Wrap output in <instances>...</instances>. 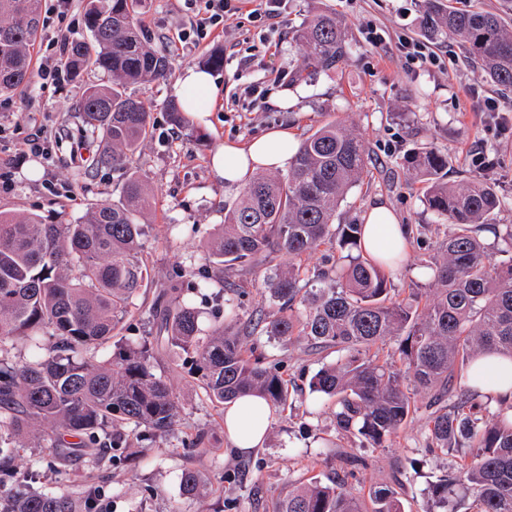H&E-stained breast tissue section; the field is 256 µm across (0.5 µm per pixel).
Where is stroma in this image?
<instances>
[{
	"label": "stroma",
	"mask_w": 512,
	"mask_h": 512,
	"mask_svg": "<svg viewBox=\"0 0 512 512\" xmlns=\"http://www.w3.org/2000/svg\"><path fill=\"white\" fill-rule=\"evenodd\" d=\"M258 6L259 0H243L238 25L202 38L190 35L183 44L176 33L188 27L198 5L191 0L148 2L145 36L153 49L170 57L172 67L166 78L131 89L150 114L151 135L131 159L150 194L142 219L149 277L133 298L119 334L122 340H142L150 331V308L177 296L200 310L205 329L231 309L245 320L277 312L279 304L263 283V266L225 270V292L219 297L187 288L182 277L186 270L197 281L213 275L208 241L221 232L225 208L238 200L225 194L210 168L213 149L226 141L246 142L281 126L295 129L301 141L332 120L351 126L364 141L369 173L340 202L336 221L362 223L379 200L393 207L409 233L408 255L391 278L392 289L401 295L430 288L424 270L446 231L443 221L425 208L422 184L406 162L408 155L430 150L447 154L453 184L482 177L501 201L493 224L512 225V91L489 82L479 65L464 57L453 35L431 40L437 65L420 68L400 56L399 35L424 36L422 0H280V21L269 27L251 21L249 14ZM321 11L342 23L351 52L336 71L293 81L303 64L293 31ZM371 26L384 36L375 48L365 40ZM67 28L85 35L84 0H72L64 8L57 0H43L31 83L0 97V212L16 219L35 213L48 224L82 220L96 204L117 199L125 177L124 169L97 165V142L74 110L85 84L96 81L97 73L88 70L74 78L65 72L56 79L43 75L55 64L56 40ZM216 49L224 53L223 68L214 72L222 94L204 140L197 141L169 123L166 104L176 96L181 70L198 65ZM472 85L506 107L505 123L485 111L482 101L466 97ZM31 139L40 141L43 152L24 150ZM478 150L493 162L480 173L472 164ZM257 345L259 352L283 364L290 392L287 407L275 409L261 447L233 449L224 410L206 399L191 358L167 352L165 375L179 406L169 435L134 446L125 464L77 459L62 474L50 469L45 449L26 441L15 462L36 473L27 492L51 491L88 501L92 512H222L228 499L235 502L232 512H271L272 503L289 488L345 474L361 496L379 485H395L409 512H428L431 483L454 472L459 455L429 452L422 414L408 420L387 447H366L357 435L337 430L332 400L309 390L312 376L336 361L339 351L316 350L295 338L262 336ZM199 430L209 437L202 454L181 444ZM188 468L197 470L203 482L195 499L181 491Z\"/></svg>",
	"instance_id": "35a3bbf8"
}]
</instances>
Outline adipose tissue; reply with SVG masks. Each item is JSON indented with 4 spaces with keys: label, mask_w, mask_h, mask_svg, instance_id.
Listing matches in <instances>:
<instances>
[{
    "label": "adipose tissue",
    "mask_w": 512,
    "mask_h": 512,
    "mask_svg": "<svg viewBox=\"0 0 512 512\" xmlns=\"http://www.w3.org/2000/svg\"><path fill=\"white\" fill-rule=\"evenodd\" d=\"M177 94L190 122L208 127L210 113L221 94L215 78L198 67H186L178 78ZM296 147L291 129H272L245 144L227 142L217 146L211 154V169L223 181L225 192L231 194L249 184L258 171L287 169ZM363 219L362 250L366 257H405L407 233L389 204H373ZM272 414L271 406L258 397H242L228 404L224 426L234 447L246 451L260 446Z\"/></svg>",
    "instance_id": "1"
}]
</instances>
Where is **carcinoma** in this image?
Listing matches in <instances>:
<instances>
[{
	"label": "carcinoma",
	"mask_w": 512,
	"mask_h": 512,
	"mask_svg": "<svg viewBox=\"0 0 512 512\" xmlns=\"http://www.w3.org/2000/svg\"><path fill=\"white\" fill-rule=\"evenodd\" d=\"M145 2L86 0L89 38L72 40L65 56L75 77L87 69L107 75L106 83L86 88L75 111L100 139L98 162L127 168L119 199L96 204L74 224H45L36 215L17 221L0 213V512H76L62 495L21 491L33 472L18 471L11 461L27 438L42 442L53 465L73 458L100 462L108 455L121 464L134 442L171 431L178 406L165 376L155 372L161 349L192 356L206 396L218 406L245 396L271 405L288 400L280 363L248 344L253 332L222 323L206 332L199 311L183 301L150 312L152 339L121 343L111 358L94 359L99 346L119 335L147 274L145 225L138 220L147 205L145 179L129 161L150 136V121L129 88L164 78L171 60L143 41ZM40 18L41 0H0V96L29 85ZM422 25L432 38L458 36L487 80L512 88V28L499 13L423 0ZM295 38L305 48L299 79L334 71L349 55L331 14L310 16ZM367 160L363 141L345 123L317 128L286 173L255 180L225 211L222 231L208 243L215 278L195 287L217 284L222 293L224 268L288 254V269L266 267L263 282L281 310L261 320V333L345 352L309 383L336 399V428L383 448L417 412L415 395L422 393L428 396L430 447L468 449L454 474L431 486L434 508L426 512H462L466 500L470 512H512V405L480 394L473 376L480 358H512V225L495 232L508 258L492 261L480 232L499 207L494 187L477 178L448 184L442 152L411 156L407 163L424 183V203L447 231L429 266L428 293L394 297L383 264L353 256L361 248L362 225L335 224L344 195L368 175ZM323 246L341 256L307 275L302 259ZM390 337L399 340V367L371 353ZM19 343L42 356L10 361L7 346ZM181 484L184 495L195 497L201 476L187 470ZM275 512L405 508L390 486L365 502L348 477L338 475L294 487Z\"/></svg>",
	"instance_id": "cac0c4a2"
}]
</instances>
